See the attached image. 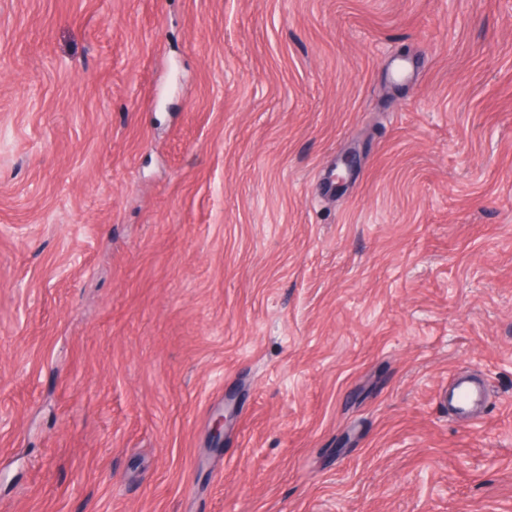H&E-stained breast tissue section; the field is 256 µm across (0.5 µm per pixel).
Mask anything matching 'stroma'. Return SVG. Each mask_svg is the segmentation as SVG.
I'll return each instance as SVG.
<instances>
[{
  "instance_id": "obj_1",
  "label": "stroma",
  "mask_w": 512,
  "mask_h": 512,
  "mask_svg": "<svg viewBox=\"0 0 512 512\" xmlns=\"http://www.w3.org/2000/svg\"><path fill=\"white\" fill-rule=\"evenodd\" d=\"M0 512H512V0H0ZM477 398L476 392L465 382H459L450 393L449 403L459 413L471 410Z\"/></svg>"
}]
</instances>
